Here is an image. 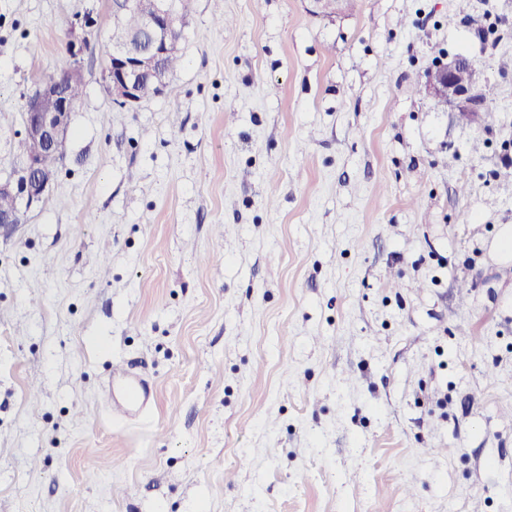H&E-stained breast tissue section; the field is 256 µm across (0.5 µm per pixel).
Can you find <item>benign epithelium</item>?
<instances>
[{"mask_svg": "<svg viewBox=\"0 0 512 512\" xmlns=\"http://www.w3.org/2000/svg\"><path fill=\"white\" fill-rule=\"evenodd\" d=\"M309 13L317 17H333L340 0H308ZM114 19L130 11H140L143 24L135 32H121L112 28V54L104 70L107 90L113 102L133 108L141 103L140 83L151 80L163 95L169 74L166 57L180 49V40L173 32L179 29V20L171 0H112ZM88 45L87 37L80 42H69L73 58L70 67L57 76L42 81L28 98L23 113V140L27 150L17 177L0 180V194L14 200V208L0 212V228L22 223L25 212L41 201L53 184L54 172L45 165L49 157L63 156L65 138L71 123L74 104L66 88L82 81L78 56ZM425 92L448 101L454 111L473 118L487 112L488 89L481 72L469 57L458 54L430 69L424 83Z\"/></svg>", "mask_w": 512, "mask_h": 512, "instance_id": "1", "label": "benign epithelium"}]
</instances>
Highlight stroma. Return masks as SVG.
<instances>
[{"mask_svg":"<svg viewBox=\"0 0 512 512\" xmlns=\"http://www.w3.org/2000/svg\"><path fill=\"white\" fill-rule=\"evenodd\" d=\"M307 7L195 0L177 96L130 109L112 0H0L4 180L96 20L56 180L0 233V512H512V0ZM454 54L495 123L424 93ZM133 369V366L128 364L116 370L117 376L125 379V386L123 387L125 402L116 404L117 409L124 412L134 407L144 405L149 396L148 388L134 373Z\"/></svg>","mask_w":512,"mask_h":512,"instance_id":"obj_1","label":"stroma"}]
</instances>
